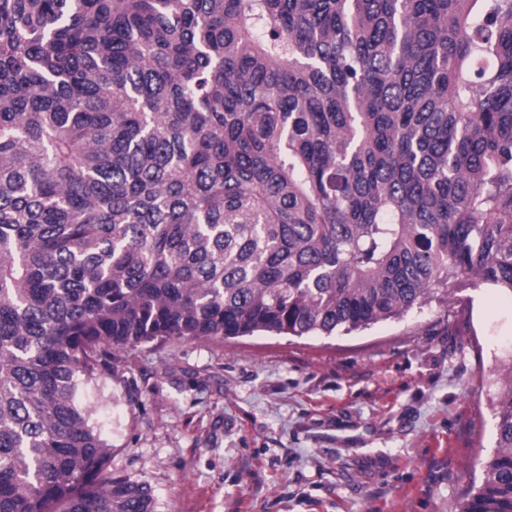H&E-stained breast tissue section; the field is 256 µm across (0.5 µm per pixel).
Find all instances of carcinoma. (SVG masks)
Here are the masks:
<instances>
[{"instance_id":"1","label":"carcinoma","mask_w":512,"mask_h":512,"mask_svg":"<svg viewBox=\"0 0 512 512\" xmlns=\"http://www.w3.org/2000/svg\"><path fill=\"white\" fill-rule=\"evenodd\" d=\"M512 296V0H0V512H157L128 348ZM496 452L459 512H512Z\"/></svg>"}]
</instances>
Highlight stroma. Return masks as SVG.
Returning a JSON list of instances; mask_svg holds the SVG:
<instances>
[{
    "mask_svg": "<svg viewBox=\"0 0 512 512\" xmlns=\"http://www.w3.org/2000/svg\"><path fill=\"white\" fill-rule=\"evenodd\" d=\"M451 299L331 337L122 352L90 422L158 512H456L495 452L512 297Z\"/></svg>",
    "mask_w": 512,
    "mask_h": 512,
    "instance_id": "stroma-1",
    "label": "stroma"
}]
</instances>
